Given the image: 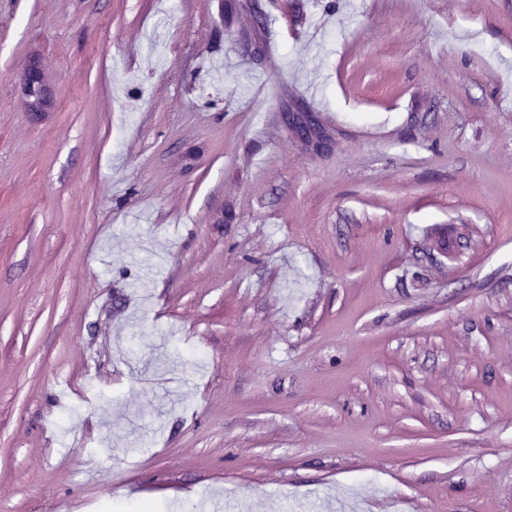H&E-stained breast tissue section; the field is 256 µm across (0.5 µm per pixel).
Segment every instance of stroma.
<instances>
[{
	"mask_svg": "<svg viewBox=\"0 0 512 512\" xmlns=\"http://www.w3.org/2000/svg\"><path fill=\"white\" fill-rule=\"evenodd\" d=\"M68 507L512 512V0H0V512ZM22 89L28 112H50L55 97L50 82L37 58H33L22 75Z\"/></svg>",
	"mask_w": 512,
	"mask_h": 512,
	"instance_id": "35a3bbf8",
	"label": "stroma"
}]
</instances>
